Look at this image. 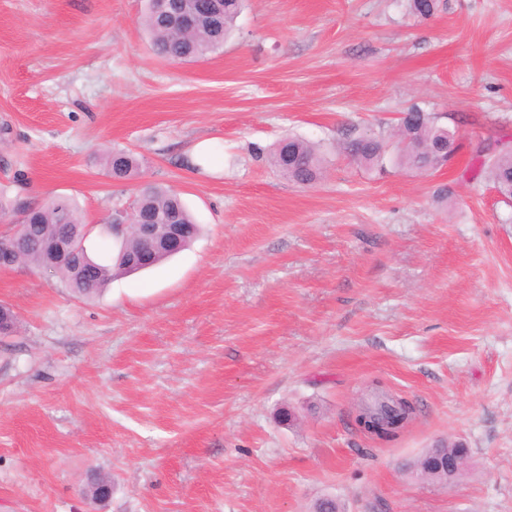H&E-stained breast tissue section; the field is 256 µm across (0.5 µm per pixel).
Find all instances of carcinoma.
Returning <instances> with one entry per match:
<instances>
[{"mask_svg": "<svg viewBox=\"0 0 512 512\" xmlns=\"http://www.w3.org/2000/svg\"><path fill=\"white\" fill-rule=\"evenodd\" d=\"M409 12L417 17L427 18L437 9V0H407ZM208 0H171L175 12H196L201 21L191 27L176 30L168 19L148 8L143 23L152 36L156 52L174 62H191L206 57L220 49L224 39L234 30L237 17L242 11L244 0H224V8L215 15L204 14ZM457 140L456 132L439 125L435 118L417 107L411 108L400 119L395 150L400 165L428 172L442 168L449 158L445 149ZM388 148L387 142L379 137L361 135L347 139L343 151L357 164L371 167L379 164ZM489 155L490 177L497 191L505 198L512 199V152L500 148ZM274 167L288 180L301 185L311 184L322 175V160L318 150L311 144L293 137L282 139L272 152ZM105 168L115 181L130 177L136 169V159L129 153L118 150L109 152L104 158ZM141 214L155 218L169 217L172 223L181 225L182 246L187 247L199 235L201 228L192 213L174 191L156 185L142 187L135 199ZM11 209L23 216L15 226V247L17 262L33 268H44L47 247L64 236L82 233L85 224L78 209L64 197H57L44 204L35 205L21 198L8 204L0 199V210ZM144 249L134 232L122 237L115 261L103 264L94 260L81 247L78 255L59 265L55 272L71 292L90 297L112 280L116 275L135 271L128 262V256ZM379 389H374L371 400L362 404L361 409L370 411V416L385 425L397 423L404 413L399 407H389L379 398Z\"/></svg>", "mask_w": 512, "mask_h": 512, "instance_id": "cac0c4a2", "label": "carcinoma"}]
</instances>
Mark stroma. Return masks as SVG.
Masks as SVG:
<instances>
[{
  "mask_svg": "<svg viewBox=\"0 0 512 512\" xmlns=\"http://www.w3.org/2000/svg\"><path fill=\"white\" fill-rule=\"evenodd\" d=\"M145 8L0 0V190L98 227L153 183L203 227L89 300L0 269V512H512V201L479 157L512 142V0H246L183 63ZM414 106L457 131L447 166L342 151ZM286 136L318 182L272 165ZM377 382L413 409L388 441L355 424ZM455 443L452 484L408 472ZM271 156L274 167L296 184L314 183L322 175V160L318 150L303 140L284 138L274 148ZM105 168L110 177L115 181H122L130 177L136 169V159L122 150L108 152L104 158Z\"/></svg>",
  "mask_w": 512,
  "mask_h": 512,
  "instance_id": "35a3bbf8",
  "label": "stroma"
}]
</instances>
